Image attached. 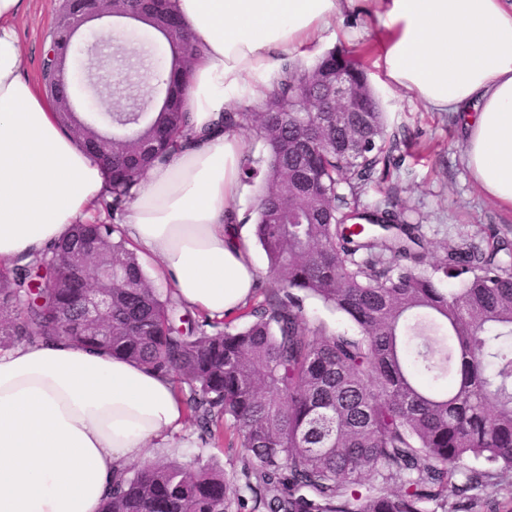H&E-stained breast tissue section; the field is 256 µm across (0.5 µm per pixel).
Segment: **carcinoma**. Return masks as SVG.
<instances>
[{"instance_id": "obj_1", "label": "carcinoma", "mask_w": 512, "mask_h": 512, "mask_svg": "<svg viewBox=\"0 0 512 512\" xmlns=\"http://www.w3.org/2000/svg\"><path fill=\"white\" fill-rule=\"evenodd\" d=\"M172 11V0L150 11L113 3V16L161 32ZM170 45L167 77L120 83L110 113L60 117L80 139L111 125L112 147L90 155L107 172L112 221L77 224L49 251L0 265V348L64 337L171 376L203 444L232 421L262 512H500L479 493L493 472H512V267L500 258L508 241L490 229L483 244L446 248L420 269L422 226L391 203L360 207L398 148L379 97L339 122L321 111L336 68L360 82L361 64L345 50L307 68L288 59L256 111L219 120L251 131L241 180L256 189L254 237L268 279L260 298L221 319L191 312L149 281L120 224L147 170L191 129L183 90L198 48L186 33ZM134 101L158 110L139 119L126 111ZM84 239L105 245L116 282L98 327L76 316L87 271L54 263L39 274ZM39 277L54 287L34 289ZM446 279L453 287H440ZM309 298L351 330L310 319ZM103 329L111 341L99 339ZM228 510L224 470L155 460L126 469L102 512Z\"/></svg>"}]
</instances>
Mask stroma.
Instances as JSON below:
<instances>
[{
	"label": "stroma",
	"mask_w": 512,
	"mask_h": 512,
	"mask_svg": "<svg viewBox=\"0 0 512 512\" xmlns=\"http://www.w3.org/2000/svg\"><path fill=\"white\" fill-rule=\"evenodd\" d=\"M62 4L63 0H30L17 23L24 67L32 80L41 78L43 55ZM342 26L354 34L353 43L327 35L310 47L311 56L352 46L362 56L371 85H378L380 72L372 64L376 46L372 19L354 7L343 13ZM381 95L389 128L401 141V157L384 180L364 189L362 205L370 207L388 198L404 208L411 222L424 227L431 263L443 246L481 243L491 227L512 239V210L487 197L466 167L460 117L426 111L419 101L394 90H382ZM179 439L181 446L173 450L172 459L192 467H222L229 483L230 512H250L252 495L239 479L242 451L232 426H225L219 444H202L191 426Z\"/></svg>",
	"instance_id": "obj_1"
}]
</instances>
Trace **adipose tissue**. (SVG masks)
I'll list each match as a JSON object with an SVG mask.
<instances>
[{
  "instance_id": "adipose-tissue-1",
  "label": "adipose tissue",
  "mask_w": 512,
  "mask_h": 512,
  "mask_svg": "<svg viewBox=\"0 0 512 512\" xmlns=\"http://www.w3.org/2000/svg\"><path fill=\"white\" fill-rule=\"evenodd\" d=\"M29 0H0V263L42 252L92 219L107 177L23 66ZM203 53L185 106L196 136L147 173L126 210L132 249L158 283L209 316L243 306L259 266L235 222L241 135L218 117L283 59L334 29L354 0H173ZM384 85L461 113L464 160L512 208V0H365ZM185 406L170 376L59 338L0 352V512H101L118 472L171 449Z\"/></svg>"
}]
</instances>
